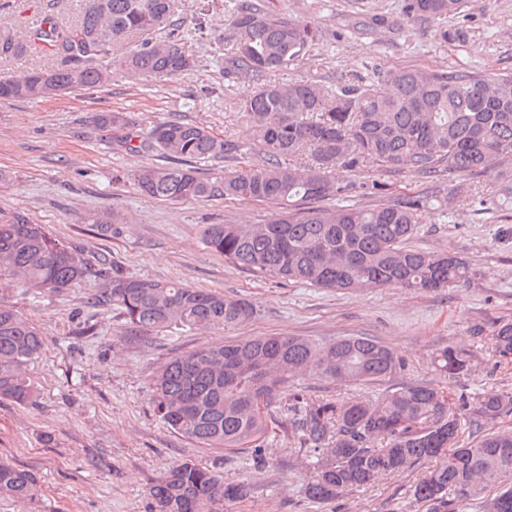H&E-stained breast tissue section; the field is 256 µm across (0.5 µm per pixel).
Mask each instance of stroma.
Instances as JSON below:
<instances>
[{"label":"stroma","instance_id":"1","mask_svg":"<svg viewBox=\"0 0 512 512\" xmlns=\"http://www.w3.org/2000/svg\"><path fill=\"white\" fill-rule=\"evenodd\" d=\"M241 0H173L175 17L208 15L204 36L184 37L195 64L155 84L113 68L108 85L38 101L0 99V214L22 211L59 238L79 245L90 262L108 259L130 275L184 284L249 299L253 319L228 330L172 327L131 333L111 307L89 304L90 283L66 292L34 294L16 286L5 301L31 319L43 338L28 365L34 404L0 403V459L34 471L43 496L29 504L0 500V512H148L150 486L185 459L244 483L224 512H428L412 496L426 466L382 477L331 500L306 492L315 463L292 430L291 395L308 402L371 401L408 383L442 391L450 406L484 393L512 396V360L496 357L489 337L512 323V206L489 204L488 176L460 173L432 180L413 173L336 167L339 182L354 183L345 204L375 208L407 196L460 185L453 210L430 202L411 240L426 252L452 251L474 268L460 288L411 293L375 288L347 293L283 281L226 262L203 242L210 224H263L275 207L221 196L182 201L142 194L133 180L140 166H166L160 153L134 154L116 145L112 131L95 127L101 112L119 111L144 133L171 120L209 128L218 137L249 143L252 131L238 110L252 79L224 72L229 18ZM262 12L318 29L319 38L294 65L269 74L277 83L308 81L327 89L372 83V65L490 74L512 73V0H466L453 16L408 19L406 0H253ZM9 27L26 33L44 17L76 22L80 0H9ZM461 38L444 40L443 31ZM385 191H378V184ZM111 211L122 223L101 233L94 214ZM481 335H473V328ZM257 336H305L318 342L364 336L391 348L400 368L378 383L344 384L301 376L281 399L261 445L264 465L251 453L207 448L183 437L156 415L154 374L171 358L199 347ZM446 347L468 350L470 373L457 380L436 371L432 359Z\"/></svg>","mask_w":512,"mask_h":512}]
</instances>
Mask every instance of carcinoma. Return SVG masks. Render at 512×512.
<instances>
[{
    "label": "carcinoma",
    "instance_id": "obj_1",
    "mask_svg": "<svg viewBox=\"0 0 512 512\" xmlns=\"http://www.w3.org/2000/svg\"><path fill=\"white\" fill-rule=\"evenodd\" d=\"M462 0H407V16L427 18L457 11ZM172 0H83L75 24L59 21L24 35L0 27V60L24 55L46 43L61 56L60 67L25 70L0 80V99L36 100L74 89L101 87L109 74L98 60L112 45L148 33L169 21ZM204 19L181 21L164 40L142 39L115 60L123 70L155 83L194 66L180 31L200 32ZM224 49V73L264 76L286 69L318 38L313 27L264 14L250 0L238 8ZM264 163L214 179L195 164L242 153L243 145L207 128L173 120L146 135L130 130L121 112H102L93 123L112 128L113 139L133 153L159 150L165 168L142 165L134 173L139 190L163 200L228 199L276 205L348 196L352 186L331 176L338 163L376 165L387 173L491 175L499 190L489 204H512V75L374 68L371 85L344 84L328 91L308 82H262L240 101ZM314 162L294 164L302 152ZM426 204L406 197L371 209L338 206L287 211L265 224H210L204 243L240 268L318 288L362 292L394 287L409 292L458 288L474 270L455 253H431L409 245L418 212ZM95 282L97 303L121 311L130 331L147 333L173 326L234 328L255 317L243 297L191 288L183 283L142 279L101 260L88 264L83 250L33 223L24 212L0 217V294L16 283L30 291L63 293ZM492 351L512 359V323L491 336ZM42 338L36 326L0 301V402H33L28 363ZM434 364L450 379L471 369L468 355L451 347ZM401 365L394 352L363 336L316 343L300 336H257L200 347L163 365L153 379L152 402L173 431L209 448L244 450L262 460L257 441L266 433L270 408L290 383L313 373L325 380L375 383ZM291 427L317 456L308 495L330 500L374 482L379 476L428 464L413 497L431 512H457L459 500L483 499L486 512H512V431L485 426L512 411V396L488 394L461 399L458 408L438 388L410 383L373 402L293 404ZM469 421L475 444L460 448L461 420ZM244 486L186 459L149 488L150 512H224V501ZM0 497L33 501L36 475L0 460Z\"/></svg>",
    "mask_w": 512,
    "mask_h": 512
}]
</instances>
